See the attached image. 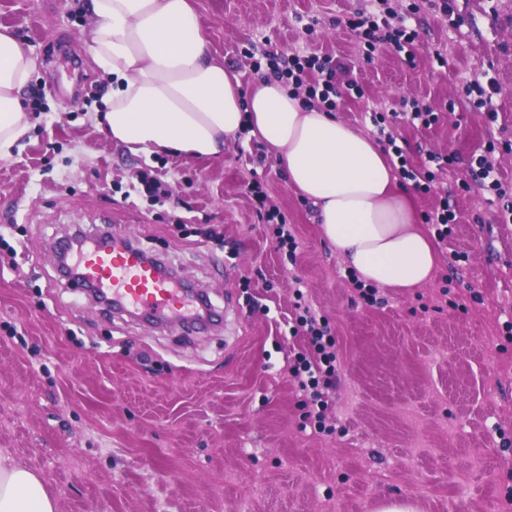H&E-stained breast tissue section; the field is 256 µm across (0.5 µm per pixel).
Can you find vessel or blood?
Here are the masks:
<instances>
[{
	"label": "vessel or blood",
	"instance_id": "1",
	"mask_svg": "<svg viewBox=\"0 0 512 512\" xmlns=\"http://www.w3.org/2000/svg\"><path fill=\"white\" fill-rule=\"evenodd\" d=\"M74 267L81 274L77 288H95L120 312L159 316L188 334L202 321L180 278L163 273L161 262L146 258L124 230H107L87 247L78 248Z\"/></svg>",
	"mask_w": 512,
	"mask_h": 512
}]
</instances>
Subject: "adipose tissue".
I'll use <instances>...</instances> for the list:
<instances>
[{
  "instance_id": "1",
  "label": "adipose tissue",
  "mask_w": 512,
  "mask_h": 512,
  "mask_svg": "<svg viewBox=\"0 0 512 512\" xmlns=\"http://www.w3.org/2000/svg\"><path fill=\"white\" fill-rule=\"evenodd\" d=\"M88 52L110 89L100 126L135 154L220 157L240 133L263 141L289 186L312 201L324 237L361 281L416 288L437 251L383 149L275 79L241 89L211 52L190 0H88ZM36 67L0 31V160L31 127L20 93ZM0 512H58L41 477L0 450Z\"/></svg>"
}]
</instances>
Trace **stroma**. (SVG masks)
I'll list each match as a JSON object with an SVG mask.
<instances>
[{"label": "stroma", "instance_id": "1", "mask_svg": "<svg viewBox=\"0 0 512 512\" xmlns=\"http://www.w3.org/2000/svg\"><path fill=\"white\" fill-rule=\"evenodd\" d=\"M214 55L242 90L269 77L266 53L308 48L351 65L336 117L428 102L430 127L392 120L412 166L455 154V172L419 212L447 199L457 222L438 243L432 280L353 288L313 204L293 191L258 140L218 160L132 154L95 125L107 91L87 52L93 22L81 0H0L44 91L32 127L0 160V448L38 473L59 512H512V223L486 191L462 188L488 138L512 181V0H448L417 15L414 66L391 44L366 55L347 17L371 0H196ZM448 63L438 66L432 53ZM491 71L498 118L460 99ZM357 90H349L348 80ZM170 193L154 203L140 173ZM258 179L291 224L295 254L277 249L248 190ZM238 314L183 336L103 309L60 273L52 240L106 226ZM462 259L450 263L451 253ZM325 316L341 370L315 432L285 371L307 339L292 335L295 294Z\"/></svg>", "mask_w": 512, "mask_h": 512}]
</instances>
